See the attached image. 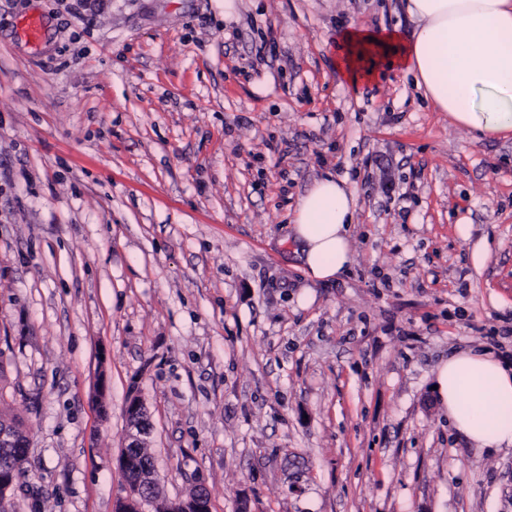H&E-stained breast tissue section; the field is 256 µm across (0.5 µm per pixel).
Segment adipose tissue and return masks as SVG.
I'll return each instance as SVG.
<instances>
[{"label":"adipose tissue","mask_w":512,"mask_h":512,"mask_svg":"<svg viewBox=\"0 0 512 512\" xmlns=\"http://www.w3.org/2000/svg\"><path fill=\"white\" fill-rule=\"evenodd\" d=\"M405 8L419 23L413 33L352 22L337 34L339 76L372 81L369 60L386 59L477 139L512 136V0H406ZM354 212L353 192L331 174L300 198L289 231L312 280H332L349 264ZM435 379L461 435L482 448L512 446L511 366L470 348L449 356Z\"/></svg>","instance_id":"ef3b65f1"}]
</instances>
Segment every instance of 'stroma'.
<instances>
[{
    "label": "stroma",
    "instance_id": "35a3bbf8",
    "mask_svg": "<svg viewBox=\"0 0 512 512\" xmlns=\"http://www.w3.org/2000/svg\"><path fill=\"white\" fill-rule=\"evenodd\" d=\"M353 21L415 28L405 0H0L14 512H114L133 394L164 500L512 512V447L467 440L433 388L461 350L512 362V138L396 69L343 84ZM329 174L356 193L351 262L317 283L288 226Z\"/></svg>",
    "mask_w": 512,
    "mask_h": 512
}]
</instances>
